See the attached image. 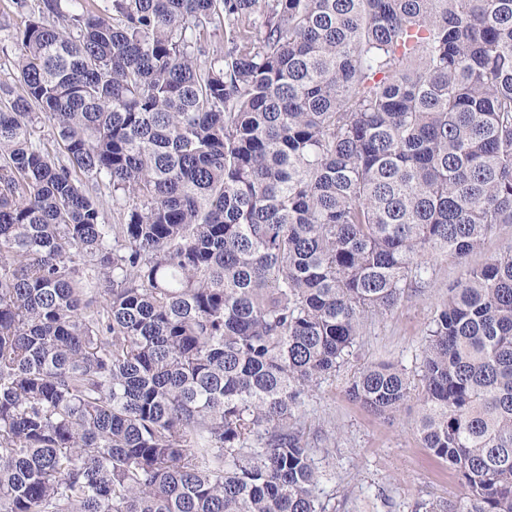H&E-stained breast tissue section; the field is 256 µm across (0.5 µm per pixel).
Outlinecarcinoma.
Instances as JSON below:
<instances>
[{
  "label": "carcinoma",
  "mask_w": 512,
  "mask_h": 512,
  "mask_svg": "<svg viewBox=\"0 0 512 512\" xmlns=\"http://www.w3.org/2000/svg\"><path fill=\"white\" fill-rule=\"evenodd\" d=\"M11 2L0 512H326L307 401L440 260L348 392L512 512V0ZM508 248H512V224H504L499 235L489 239L483 249L469 256L470 265H482L485 261Z\"/></svg>",
  "instance_id": "carcinoma-1"
}]
</instances>
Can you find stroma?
I'll return each instance as SVG.
<instances>
[{"instance_id": "1", "label": "stroma", "mask_w": 512, "mask_h": 512, "mask_svg": "<svg viewBox=\"0 0 512 512\" xmlns=\"http://www.w3.org/2000/svg\"><path fill=\"white\" fill-rule=\"evenodd\" d=\"M460 275L451 262H438L435 284L392 314L369 316L355 356L310 398L305 421L318 437L315 463L324 475L320 498L327 512H415L421 501L454 500L462 488L447 463L422 448L414 429L417 399L397 415H378L347 393L367 365L392 362L416 374L426 325Z\"/></svg>"}]
</instances>
